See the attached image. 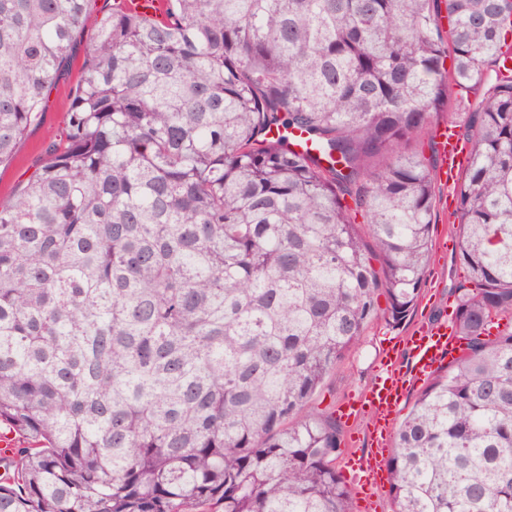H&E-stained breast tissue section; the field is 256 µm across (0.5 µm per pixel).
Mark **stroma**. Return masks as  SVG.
Masks as SVG:
<instances>
[{"label":"stroma","mask_w":512,"mask_h":512,"mask_svg":"<svg viewBox=\"0 0 512 512\" xmlns=\"http://www.w3.org/2000/svg\"><path fill=\"white\" fill-rule=\"evenodd\" d=\"M112 0H96L85 27L70 51V57L60 73L44 112L27 130L19 142L12 161L0 168V203H8L19 184L37 168L47 145L59 138L64 130L74 88L82 77V62L89 47L95 25L102 15L111 12ZM495 83L494 75H487L484 83L469 90L450 89L448 106L440 120L445 124L464 127L470 112L486 96ZM436 224L433 229V260L425 276V284L412 314L400 326L378 320L365 331L359 345L337 363L327 380V388L318 409H340L353 395L369 391L378 375L383 350L401 346L404 337L411 335L429 322L453 318L458 288L465 282L466 272L456 260V241L452 225L450 203L456 198L455 184L436 183ZM448 249H441V242Z\"/></svg>","instance_id":"35a3bbf8"}]
</instances>
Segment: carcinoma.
<instances>
[{"mask_svg": "<svg viewBox=\"0 0 512 512\" xmlns=\"http://www.w3.org/2000/svg\"><path fill=\"white\" fill-rule=\"evenodd\" d=\"M93 2L0 0V165ZM162 2L114 0L63 134L0 204V512H355L313 405L414 310L436 186L406 145L491 68L454 211L467 349L388 484L395 512H512V0Z\"/></svg>", "mask_w": 512, "mask_h": 512, "instance_id": "carcinoma-1", "label": "carcinoma"}]
</instances>
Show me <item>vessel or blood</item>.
I'll return each instance as SVG.
<instances>
[{"instance_id": "b4317fda", "label": "vessel or blood", "mask_w": 512, "mask_h": 512, "mask_svg": "<svg viewBox=\"0 0 512 512\" xmlns=\"http://www.w3.org/2000/svg\"><path fill=\"white\" fill-rule=\"evenodd\" d=\"M435 137L445 180L455 179L468 156L469 144L458 129L441 126ZM461 351V341L447 323L437 321L408 336L402 348L385 352L380 360L376 383L367 392L365 402L373 415L370 432L373 446L366 455L350 458L348 480L356 496H374L386 480L389 435L395 423L396 409L405 399L411 380L425 378L435 367ZM409 358L410 370H403L402 358Z\"/></svg>"}]
</instances>
